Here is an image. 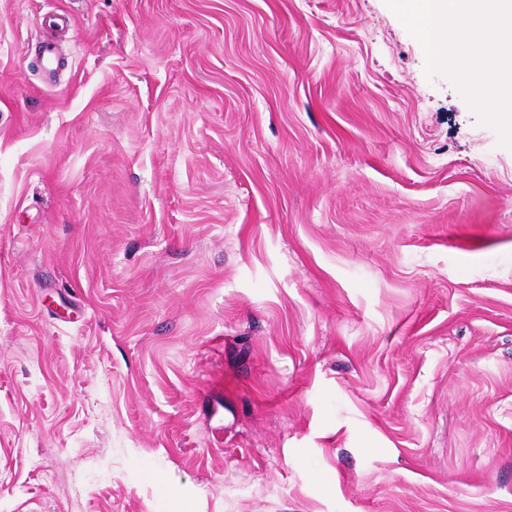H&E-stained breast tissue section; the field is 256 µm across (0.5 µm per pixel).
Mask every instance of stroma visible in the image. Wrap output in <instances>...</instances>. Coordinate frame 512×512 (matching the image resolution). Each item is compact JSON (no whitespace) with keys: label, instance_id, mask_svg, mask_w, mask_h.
I'll return each instance as SVG.
<instances>
[{"label":"stroma","instance_id":"obj_1","mask_svg":"<svg viewBox=\"0 0 512 512\" xmlns=\"http://www.w3.org/2000/svg\"><path fill=\"white\" fill-rule=\"evenodd\" d=\"M424 67L384 0H0V512H512V147Z\"/></svg>","mask_w":512,"mask_h":512}]
</instances>
